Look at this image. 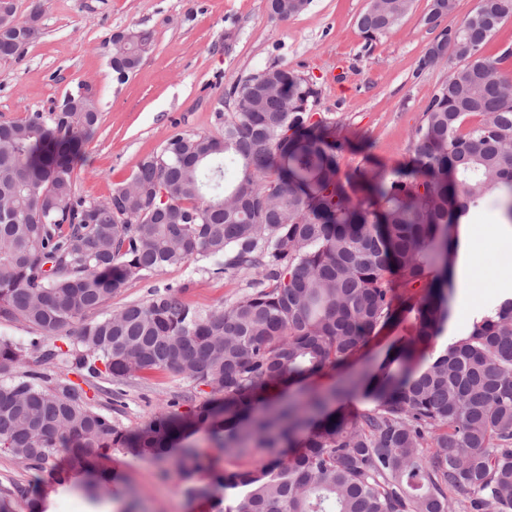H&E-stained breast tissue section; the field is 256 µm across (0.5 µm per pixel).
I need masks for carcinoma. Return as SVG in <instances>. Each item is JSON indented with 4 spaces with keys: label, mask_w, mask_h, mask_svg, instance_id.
<instances>
[{
    "label": "carcinoma",
    "mask_w": 512,
    "mask_h": 512,
    "mask_svg": "<svg viewBox=\"0 0 512 512\" xmlns=\"http://www.w3.org/2000/svg\"><path fill=\"white\" fill-rule=\"evenodd\" d=\"M413 0H369L364 38L392 32ZM442 32L454 66L412 136V164L393 180L341 181L336 126L311 109L308 78L269 66L228 92L222 136L178 131L96 206L79 196L74 159L99 121L95 100L70 93L48 112L0 122V321L30 327L0 338V452L48 468L54 484L93 493L92 457L129 448L173 458L177 474L210 473L219 512H512V298L470 331L417 354L448 328L455 292L454 228L489 195L512 220V76L484 48L512 19V0H482ZM311 0H269L286 20ZM0 0V63L37 34ZM150 41L130 32L112 57L120 81ZM362 186L364 200L350 189ZM214 260L225 277L257 269L253 291L201 311L166 286L104 314L128 280ZM425 283L420 297L410 290ZM413 314L409 338L369 376L285 398L271 392L338 369L377 328ZM65 347H60L57 342ZM62 365L67 373H49ZM165 371L205 387L195 413L169 410L128 432L97 411L82 384H129ZM81 378L76 383L68 378ZM359 394L350 417L330 405ZM215 429L224 455L264 452L228 472L186 440ZM70 457L59 469L57 456Z\"/></svg>",
    "instance_id": "obj_1"
}]
</instances>
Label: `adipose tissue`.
<instances>
[{
  "instance_id": "obj_1",
  "label": "adipose tissue",
  "mask_w": 512,
  "mask_h": 512,
  "mask_svg": "<svg viewBox=\"0 0 512 512\" xmlns=\"http://www.w3.org/2000/svg\"><path fill=\"white\" fill-rule=\"evenodd\" d=\"M512 242V223L477 224L471 221L460 226L459 247L454 267L457 287L468 288L477 278L483 252L488 243Z\"/></svg>"
}]
</instances>
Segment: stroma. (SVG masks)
I'll return each instance as SVG.
<instances>
[{
  "instance_id": "obj_1",
  "label": "stroma",
  "mask_w": 512,
  "mask_h": 512,
  "mask_svg": "<svg viewBox=\"0 0 512 512\" xmlns=\"http://www.w3.org/2000/svg\"><path fill=\"white\" fill-rule=\"evenodd\" d=\"M24 20L40 14L36 39L20 60L0 64V120L45 112L66 94L81 91L100 108L98 128L75 160L76 192L88 200L108 198L146 155L159 152L173 133L189 130L220 136L214 107L233 84L275 64L316 82L314 110L336 122L345 139L341 176L365 170L394 178L412 158L411 137L436 88L449 74L447 61H422L441 30L456 27L478 0H457L453 14L437 24L425 16L430 0H414L410 12L388 35L366 41L356 25L368 0H312L308 10L287 20L271 16L268 0H15ZM148 31L151 43L137 70L118 81L110 59L119 32ZM512 274V246L491 244L467 304L449 336L464 335L475 317L494 301L496 281ZM259 271L212 277L193 262L127 281L110 302L116 311L145 300L168 285L184 287L194 307L210 310L231 304L250 291ZM408 321L377 329L349 356L346 372L374 367L408 335ZM449 336L436 340L444 347ZM185 395L181 412L207 401L192 382L166 372L145 375L130 385L95 394L93 404L121 428L143 427L166 410L173 395ZM112 472V484L98 499L55 496L54 512H115L118 504L135 512H217L212 497H187L186 481L170 465L114 448L96 460ZM0 483L21 489L12 512H28L31 501L53 484L47 469H29L0 453Z\"/></svg>"
}]
</instances>
